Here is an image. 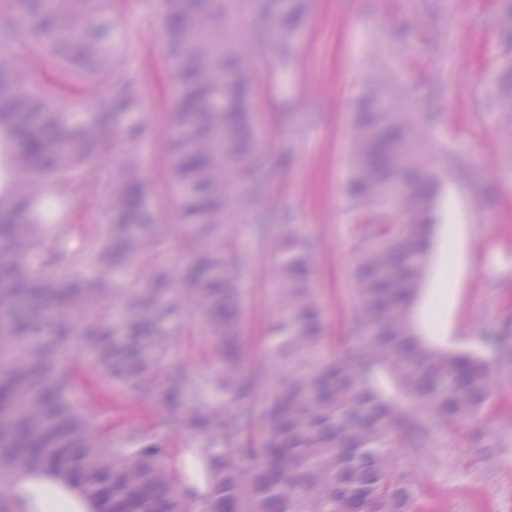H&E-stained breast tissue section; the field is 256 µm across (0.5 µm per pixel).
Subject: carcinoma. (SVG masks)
Listing matches in <instances>:
<instances>
[{
	"label": "carcinoma",
	"instance_id": "carcinoma-1",
	"mask_svg": "<svg viewBox=\"0 0 512 512\" xmlns=\"http://www.w3.org/2000/svg\"><path fill=\"white\" fill-rule=\"evenodd\" d=\"M116 0H3L24 62L0 53V487L46 476L80 489L91 512H415L418 476L394 447L428 448L490 405L496 383L474 353L417 334L436 183L427 175L435 114L406 108L383 70L359 100L346 194L359 243L354 316L332 350L298 224L263 222L264 149L251 123L267 48L293 53L307 0H259L266 24L224 25L235 0H159L162 57L176 79L169 180L186 268L169 261L165 225L136 145L137 76L112 48ZM488 24L512 40V0ZM493 108L512 144V59ZM247 212L277 256L273 343L243 353L248 256L227 262L224 224ZM176 335L203 336L206 383L167 371ZM512 361V324L481 330ZM118 383L188 433L191 470L140 427L120 432L99 382ZM396 385L416 401L402 414ZM95 389V411L73 393ZM0 512H32L0 493Z\"/></svg>",
	"mask_w": 512,
	"mask_h": 512
}]
</instances>
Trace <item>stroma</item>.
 Wrapping results in <instances>:
<instances>
[{"mask_svg": "<svg viewBox=\"0 0 512 512\" xmlns=\"http://www.w3.org/2000/svg\"><path fill=\"white\" fill-rule=\"evenodd\" d=\"M433 8L400 51L401 80L410 112H438L427 128L429 166L440 191L435 201L426 274L413 306L419 335L451 352L484 357L496 381L495 396L478 418L442 435L418 453L398 448L403 467L417 470L419 512H512V364L486 347L476 327L512 318V149L499 134L500 115L484 103L498 98V73L507 55L504 40L488 25L491 0H431ZM409 0H311L291 61L267 50L259 68L261 92L251 110L270 168L267 214L282 213L302 225L315 245L317 288L330 341L344 336L352 318L351 282L357 243L343 189L351 174V133L356 102L373 71L384 63L380 48L408 20ZM116 39L125 43L127 66L138 73L146 107L142 148L145 175L166 226L172 260L183 248L167 192V138L175 127V80L161 59L162 15L157 0H129L112 15ZM446 84L429 102L425 87ZM311 114L303 131L294 115ZM457 153L471 160L476 176L449 163ZM251 216L234 218L224 231L225 255L251 254L244 284V336L252 358L265 355L275 315L272 273L276 256L251 236ZM461 245L457 266L445 257L449 239ZM456 291L442 295L441 280ZM210 349L199 336L179 337L172 370L191 365L198 380L209 375ZM141 425L167 445L173 468L183 463V437L169 433L159 410L112 389V425ZM494 434L493 447L485 437Z\"/></svg>", "mask_w": 512, "mask_h": 512, "instance_id": "stroma-1", "label": "stroma"}]
</instances>
